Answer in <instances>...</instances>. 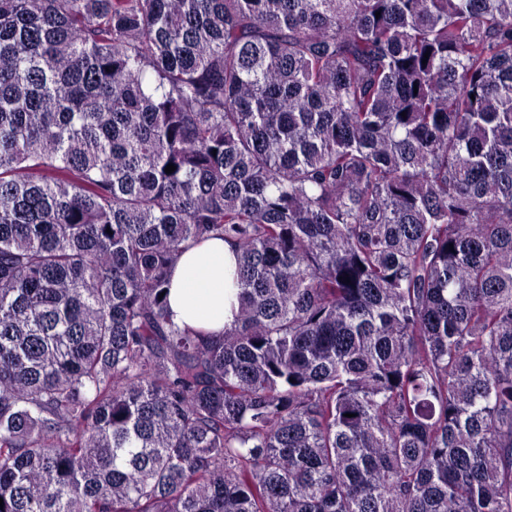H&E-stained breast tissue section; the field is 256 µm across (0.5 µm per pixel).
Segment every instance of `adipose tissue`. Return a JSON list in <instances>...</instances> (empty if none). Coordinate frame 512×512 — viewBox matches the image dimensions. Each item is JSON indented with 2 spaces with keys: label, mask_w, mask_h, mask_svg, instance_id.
I'll return each instance as SVG.
<instances>
[{
  "label": "adipose tissue",
  "mask_w": 512,
  "mask_h": 512,
  "mask_svg": "<svg viewBox=\"0 0 512 512\" xmlns=\"http://www.w3.org/2000/svg\"><path fill=\"white\" fill-rule=\"evenodd\" d=\"M237 291L236 256L231 245L220 238L192 245L171 273V319L220 338L235 320Z\"/></svg>",
  "instance_id": "1"
}]
</instances>
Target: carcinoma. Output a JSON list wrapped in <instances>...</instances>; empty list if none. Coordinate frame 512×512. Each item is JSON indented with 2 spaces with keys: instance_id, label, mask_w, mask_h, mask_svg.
Returning a JSON list of instances; mask_svg holds the SVG:
<instances>
[{
  "instance_id": "1",
  "label": "carcinoma",
  "mask_w": 512,
  "mask_h": 512,
  "mask_svg": "<svg viewBox=\"0 0 512 512\" xmlns=\"http://www.w3.org/2000/svg\"><path fill=\"white\" fill-rule=\"evenodd\" d=\"M0 498L512 512V0H0ZM237 291L236 256L231 245L220 238L192 245L171 273V319L218 339L235 320Z\"/></svg>"
}]
</instances>
